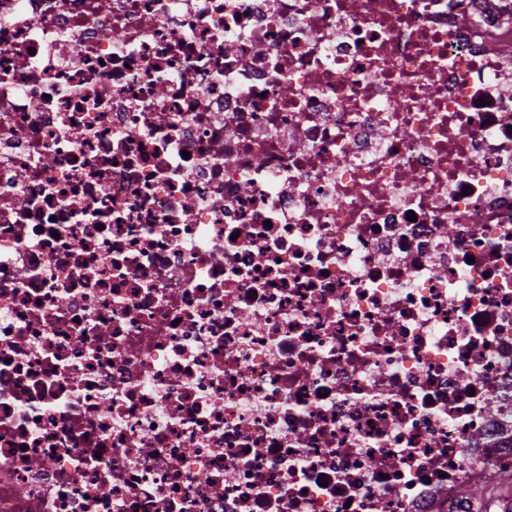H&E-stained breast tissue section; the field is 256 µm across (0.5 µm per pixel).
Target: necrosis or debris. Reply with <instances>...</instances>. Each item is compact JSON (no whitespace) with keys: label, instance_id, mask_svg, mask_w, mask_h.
<instances>
[{"label":"necrosis or debris","instance_id":"1","mask_svg":"<svg viewBox=\"0 0 512 512\" xmlns=\"http://www.w3.org/2000/svg\"><path fill=\"white\" fill-rule=\"evenodd\" d=\"M0 512H512V0H0Z\"/></svg>","mask_w":512,"mask_h":512}]
</instances>
